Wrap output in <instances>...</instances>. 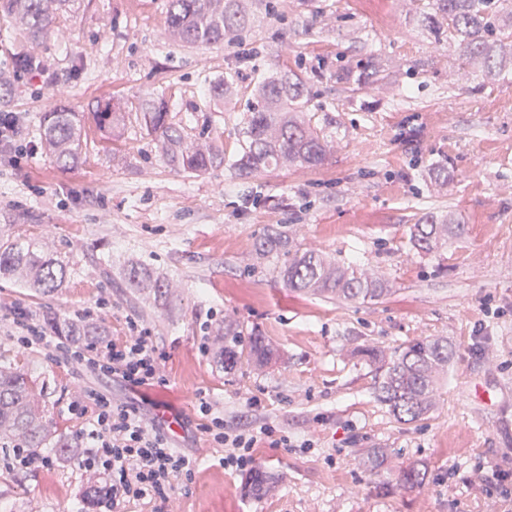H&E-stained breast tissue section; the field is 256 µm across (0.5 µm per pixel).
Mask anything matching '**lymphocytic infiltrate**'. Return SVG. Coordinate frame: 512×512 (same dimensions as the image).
Masks as SVG:
<instances>
[{
	"label": "lymphocytic infiltrate",
	"instance_id": "lymphocytic-infiltrate-1",
	"mask_svg": "<svg viewBox=\"0 0 512 512\" xmlns=\"http://www.w3.org/2000/svg\"><path fill=\"white\" fill-rule=\"evenodd\" d=\"M9 313L14 325L22 330L23 347L47 350L134 388L163 380V356L150 331L138 324H131L128 336L122 340L103 339L78 349L30 324L20 307H10ZM85 397L93 402L95 416L81 436L87 448L82 468L104 480L100 508L116 512L121 503L143 501L151 504L152 512H166L170 492L180 476L194 472L195 458L176 451L167 436L150 425L138 409L112 402L93 389L86 390ZM200 411L207 418L202 433L225 449V469L242 472L252 467V450L258 442H270L275 448L281 444L274 426L252 433H228L223 416L214 412L209 402H202Z\"/></svg>",
	"mask_w": 512,
	"mask_h": 512
}]
</instances>
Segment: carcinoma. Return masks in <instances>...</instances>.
I'll return each instance as SVG.
<instances>
[{"instance_id":"carcinoma-1","label":"carcinoma","mask_w":512,"mask_h":512,"mask_svg":"<svg viewBox=\"0 0 512 512\" xmlns=\"http://www.w3.org/2000/svg\"><path fill=\"white\" fill-rule=\"evenodd\" d=\"M71 0H0V9L19 17L30 37L46 35L50 26L67 13ZM423 22L448 36L469 59L484 60V75L494 76L512 70V56L502 55L505 42L512 43V23H502L500 14L512 16V0H420ZM255 16L249 0H169L168 27L180 42L210 45L232 41L254 25ZM382 73L381 59L370 57L357 69L341 68L336 81L346 85H373ZM309 99L304 72L293 70L267 73L251 90L245 101L247 120L241 132L237 153L224 159V150L203 154L194 149L182 128L169 120L167 104L146 99L139 105L140 125L157 142L163 160L173 169L199 174L225 163L242 178L276 168L286 162L300 169H316L328 160L325 139L311 124L305 107ZM98 129L107 139L122 136L129 112L121 100H109L95 106ZM42 145L58 164L65 167L77 162L84 142V117L79 112L58 106L43 116ZM466 225L449 218L430 216L423 224L413 225L412 248L430 255L452 239H460ZM263 258L284 257L278 276L284 287L310 294L334 295L346 301H373L390 293V283L383 276L328 260L324 255L302 250L285 232L269 227L254 243ZM69 264L44 255L37 241L26 236L0 239V280L14 281L41 294H51L64 287ZM127 286L154 294L155 300L167 302L169 284L139 263L125 270ZM47 326L60 336L78 344H91L103 335V329L84 321H70L56 316ZM220 335L224 346L213 362L223 371H231L242 359L265 368L278 363L279 350L265 336L243 337L232 321L225 322ZM362 355L378 374L376 393L396 420L412 423L428 416L435 406L436 386L448 367L451 348L441 338L411 341L385 351L376 346L361 349ZM38 396L34 381L18 365L17 356L0 349V448L57 449L69 465L79 466L81 456L72 451V441L55 436L44 414L36 406ZM425 474L417 466L401 471V485L413 489L422 484ZM273 475L263 469L250 472L246 488L259 493L267 488Z\"/></svg>"}]
</instances>
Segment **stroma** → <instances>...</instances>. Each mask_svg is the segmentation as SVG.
Instances as JSON below:
<instances>
[{
    "instance_id": "stroma-1",
    "label": "stroma",
    "mask_w": 512,
    "mask_h": 512,
    "mask_svg": "<svg viewBox=\"0 0 512 512\" xmlns=\"http://www.w3.org/2000/svg\"><path fill=\"white\" fill-rule=\"evenodd\" d=\"M418 5L276 0L269 18L255 0L254 27L233 43L200 46L172 41L168 0H73L69 17L38 40L0 11V112L18 113L35 147L20 166L0 162V238L27 234L72 268L51 296L0 283V305L24 308L37 325L48 309L87 319L116 340L137 320L164 355L165 381L132 388L20 347L3 315L0 347L18 352L53 430L71 440L93 417L81 396L89 387L160 429L180 419L171 441L198 466L178 480L169 512H512V74L484 79L454 43L436 40ZM377 52L387 65L378 84H337V63ZM23 57L41 61L45 77L18 76ZM299 65L311 86L307 114L330 147L318 169L284 166L247 180L221 166L179 173L136 118L112 141L87 115L100 99L133 110L159 98L196 149L230 152L253 84ZM224 75L237 95L228 107L208 91ZM55 103L87 115L74 167L41 144V117ZM446 215L467 234L431 255L412 251L413 224ZM269 225L332 261L382 270L391 292L362 303L284 288L275 260L253 248ZM133 262L171 281L170 302L121 287ZM227 320L242 335L267 336L279 363L216 368V330ZM433 337L452 349L436 406L399 422L377 400L375 369L358 351ZM204 395L223 407L226 430L272 424L287 437V447L254 452L256 467L275 475V493L248 492L244 473L224 469L223 449L199 428ZM375 451L387 469H371ZM411 464L426 477L406 490L400 474ZM86 483L65 463L24 469L0 449V512H85Z\"/></svg>"
}]
</instances>
